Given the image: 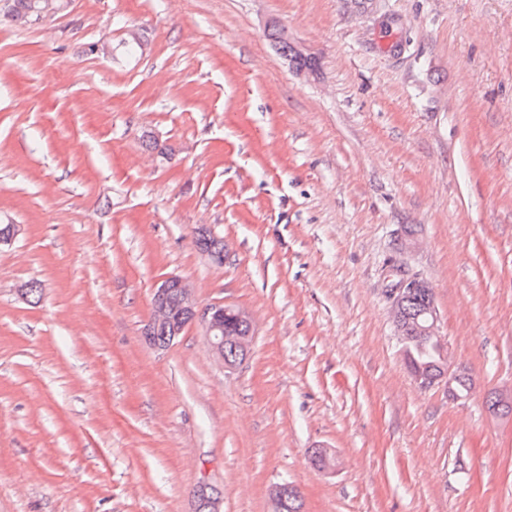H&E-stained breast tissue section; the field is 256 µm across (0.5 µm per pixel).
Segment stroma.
I'll list each match as a JSON object with an SVG mask.
<instances>
[{
	"instance_id": "stroma-1",
	"label": "stroma",
	"mask_w": 512,
	"mask_h": 512,
	"mask_svg": "<svg viewBox=\"0 0 512 512\" xmlns=\"http://www.w3.org/2000/svg\"><path fill=\"white\" fill-rule=\"evenodd\" d=\"M0 224V512H194L203 481L221 512L284 481L302 512H512V414L487 409L512 387V0L0 14ZM396 265L467 399L411 378ZM169 276L250 313L245 360L199 322L145 344ZM197 248L201 255L208 258L211 263L217 266H222L224 264V240L218 239L215 237H211L210 245L213 247L215 251H222L220 253L214 252L211 248H208L206 245V238L209 237V234L205 230H199L197 232ZM391 276L395 279L389 289H387L391 306V315L395 325L396 335L400 341L405 336L401 309L406 297L417 291H429L431 285L424 279L410 276L400 267L392 269ZM432 301V289L429 294H415L411 296L403 307V318L405 324L411 328L416 326V320L419 313L423 310L427 303ZM424 316L423 324L419 325L417 330L421 333L422 336H429L430 338L435 339L442 348V356L446 364V369L448 364V373L443 371V378H447L448 376V395L455 399L466 397L472 388V382L468 376L464 374H458L454 376L453 389L460 397H456V394L452 390V377L450 376L452 360L449 351H446L445 345L442 342L440 335L438 334V315L433 302L429 304L425 309Z\"/></svg>"
}]
</instances>
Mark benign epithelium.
I'll list each match as a JSON object with an SVG mask.
<instances>
[{
  "label": "benign epithelium",
  "instance_id": "1",
  "mask_svg": "<svg viewBox=\"0 0 512 512\" xmlns=\"http://www.w3.org/2000/svg\"><path fill=\"white\" fill-rule=\"evenodd\" d=\"M208 237L207 231H198L197 248L201 255L208 258L211 263L221 266L224 264V253H218L208 248L206 245V238ZM391 276L394 277V280L387 292L396 335L401 340L405 336L401 309L406 297L417 291H427L431 288V285L422 278L408 275L400 267L392 270ZM173 290L177 291L178 297L180 313L177 315L169 307V293ZM198 319L202 321L205 327L212 356L218 362L225 363L224 345L226 344L234 345L244 356L250 353L253 337L237 335L233 326L235 321H252L249 312L245 309L218 304L211 305L201 312L198 310L194 288L188 281L177 276L166 278L154 289L150 326L164 327L168 333V341H174L189 324ZM417 330L423 336H428L438 342L441 341L438 334V315L434 304H429L425 309L423 324L418 326Z\"/></svg>",
  "mask_w": 512,
  "mask_h": 512
}]
</instances>
